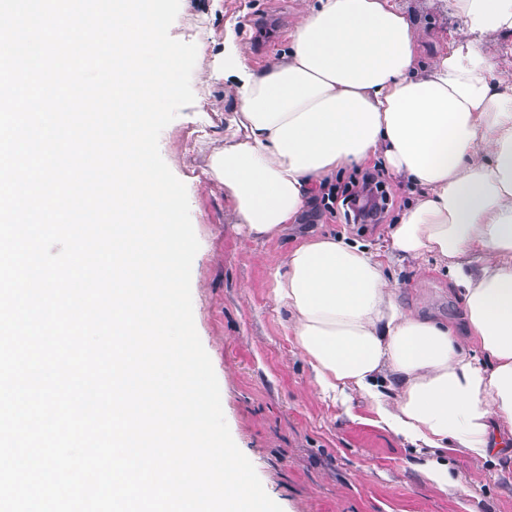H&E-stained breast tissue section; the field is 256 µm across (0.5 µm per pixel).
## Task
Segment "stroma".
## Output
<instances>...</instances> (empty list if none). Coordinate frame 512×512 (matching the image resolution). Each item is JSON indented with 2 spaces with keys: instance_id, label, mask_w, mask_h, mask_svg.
<instances>
[{
  "instance_id": "stroma-1",
  "label": "stroma",
  "mask_w": 512,
  "mask_h": 512,
  "mask_svg": "<svg viewBox=\"0 0 512 512\" xmlns=\"http://www.w3.org/2000/svg\"><path fill=\"white\" fill-rule=\"evenodd\" d=\"M425 37L422 63L462 38L448 0H398ZM302 0H221L208 25L233 32L252 64L254 50L273 63L288 49ZM209 54H198L191 77L195 102L161 133L159 150L187 188L200 242L191 274L196 330L216 373L224 415L239 449L283 512H512V457L480 461L456 445L441 449L457 487L439 485L423 470L425 451L392 432L375 400L349 392L325 395L288 329L274 275L304 240L347 236L383 260L404 313L462 330L461 295L435 261L388 258L391 224L414 197L409 183L387 177L392 205L379 223L345 224L304 212L288 232L266 240L247 235L233 201L200 167V138L223 139L230 95L208 97L202 76Z\"/></svg>"
}]
</instances>
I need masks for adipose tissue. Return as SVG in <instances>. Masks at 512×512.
I'll return each instance as SVG.
<instances>
[{"label": "adipose tissue", "instance_id": "ef3b65f1", "mask_svg": "<svg viewBox=\"0 0 512 512\" xmlns=\"http://www.w3.org/2000/svg\"><path fill=\"white\" fill-rule=\"evenodd\" d=\"M449 2L469 37L423 68L419 31L396 0H317L284 59L261 70L225 36L209 79L238 108L206 166L256 239L282 233L321 183L364 160L414 186L389 256L446 269L467 339L404 315L383 263L343 236L292 249L275 296L322 393L373 396L387 377L392 430L485 459L512 435V92L478 40L512 32V0Z\"/></svg>", "mask_w": 512, "mask_h": 512}]
</instances>
